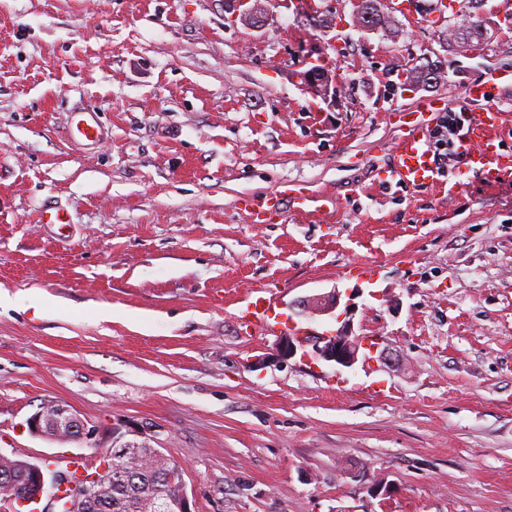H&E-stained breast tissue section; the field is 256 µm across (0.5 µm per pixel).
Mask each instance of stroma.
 I'll return each instance as SVG.
<instances>
[{"mask_svg": "<svg viewBox=\"0 0 512 512\" xmlns=\"http://www.w3.org/2000/svg\"><path fill=\"white\" fill-rule=\"evenodd\" d=\"M0 0V454L98 471L148 441L191 512H512V177L439 157L455 194L375 181L422 102L479 112L468 88L512 74V0H443L354 26L357 0ZM485 21L483 46L449 31ZM336 99L303 90L312 54ZM447 61L442 81L409 69ZM76 107L108 140L67 136ZM304 191L326 205L258 224L238 207ZM65 206L69 234L40 222ZM374 267L373 278L349 275ZM279 281L340 291L371 344L350 369L275 358L235 301ZM59 401L82 443L32 435ZM46 410H49L50 413L54 412L55 416H59L58 418H54L56 421H60L62 417L67 418L69 416H73L74 418H76L67 407L61 404H43L36 412L30 415L29 418L27 419L28 429L32 434L45 437L44 426L48 418H53V416L48 417L45 414Z\"/></svg>", "mask_w": 512, "mask_h": 512, "instance_id": "obj_1", "label": "stroma"}]
</instances>
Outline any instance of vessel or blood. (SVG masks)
I'll use <instances>...</instances> for the list:
<instances>
[{
	"mask_svg": "<svg viewBox=\"0 0 512 512\" xmlns=\"http://www.w3.org/2000/svg\"><path fill=\"white\" fill-rule=\"evenodd\" d=\"M497 74L489 75L468 91L471 99L482 101L481 112L475 113L462 128L459 151L466 170L496 181L512 176V154L504 152L501 143L505 132L504 114L487 93L491 85L500 83ZM425 118L403 129L391 148L386 167L378 173L381 182L409 188L440 185V169L430 149L428 116L436 112L434 104H426ZM68 136L76 143L94 145L103 142L108 131L95 111L79 110L70 116ZM282 295L276 288H258L245 294L236 309L237 319L244 325L263 332L285 327L280 314Z\"/></svg>",
	"mask_w": 512,
	"mask_h": 512,
	"instance_id": "b4317fda",
	"label": "vessel or blood"
}]
</instances>
